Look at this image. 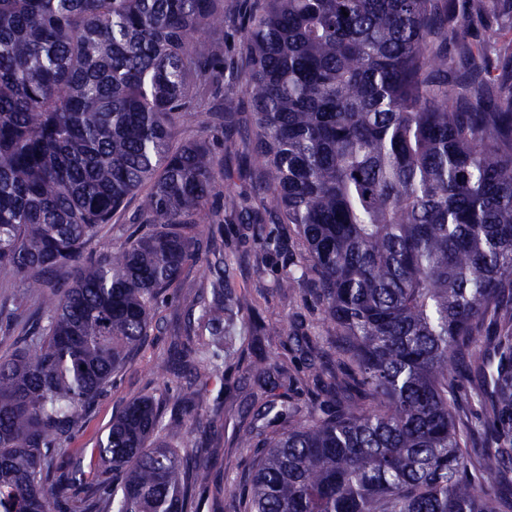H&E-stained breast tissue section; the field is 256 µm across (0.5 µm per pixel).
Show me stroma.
<instances>
[{
  "instance_id": "35a3bbf8",
  "label": "stroma",
  "mask_w": 512,
  "mask_h": 512,
  "mask_svg": "<svg viewBox=\"0 0 512 512\" xmlns=\"http://www.w3.org/2000/svg\"><path fill=\"white\" fill-rule=\"evenodd\" d=\"M280 254L256 258L254 230L249 224L224 227V257L235 268L232 286L236 293L259 302L266 327L279 328L276 336H259L255 343L236 344L224 361L223 378L210 381L196 396L191 415L183 417L177 432L168 434V442L178 449L197 451L210 468L207 488L197 489L196 512H232L216 490L231 484L251 471L257 461L254 449L240 447L238 433L255 420L262 402L288 399L301 410L311 405V389L304 381L309 362L306 346L291 337L293 323L303 322L309 337L318 346H326L332 328L325 322L306 288L280 291L277 278L288 261L299 259L304 248L293 226L280 225ZM207 275L206 259L189 262L179 288L170 291L161 303L152 328L133 359L98 399L70 442L71 447L91 455L101 434L125 405L152 394L165 399L164 417H171L178 400L183 399L181 383L162 368L177 339L176 317L197 296Z\"/></svg>"
}]
</instances>
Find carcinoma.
<instances>
[{
    "mask_svg": "<svg viewBox=\"0 0 512 512\" xmlns=\"http://www.w3.org/2000/svg\"><path fill=\"white\" fill-rule=\"evenodd\" d=\"M469 2L512 20V0ZM458 16L459 0H0V273L39 303L0 357V512H190L206 466L160 436L154 398L112 419L104 469L66 444L226 214L261 255L294 226L305 253L276 287L313 272L336 330L309 348L315 406L268 401L257 419L287 427L239 432L260 452L224 487L237 512H512V58L489 78ZM238 87L252 200L224 193L208 139L170 144L180 122L234 128ZM143 189L126 221L150 229L86 254ZM212 254L172 367L189 386L220 373L224 338L264 328Z\"/></svg>",
    "mask_w": 512,
    "mask_h": 512,
    "instance_id": "1",
    "label": "carcinoma"
}]
</instances>
